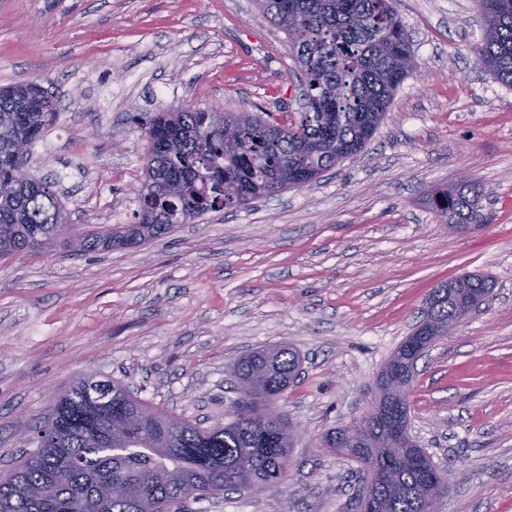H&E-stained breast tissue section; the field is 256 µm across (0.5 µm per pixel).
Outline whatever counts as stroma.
Listing matches in <instances>:
<instances>
[{
	"label": "stroma",
	"mask_w": 512,
	"mask_h": 512,
	"mask_svg": "<svg viewBox=\"0 0 512 512\" xmlns=\"http://www.w3.org/2000/svg\"><path fill=\"white\" fill-rule=\"evenodd\" d=\"M392 6L416 68L361 153L139 246L0 260V471L81 375L210 426L231 419L230 363L285 343L302 357L280 401L299 429L287 481L189 512H356V464L322 438L364 415L431 290L472 272L492 291L419 360L410 432L448 479L436 512H512V86L476 61L475 0ZM297 73L255 0H0V87L33 81L56 102L27 168L58 179L79 229L133 223L143 114L279 122L300 109ZM461 181L485 222L456 234L425 192Z\"/></svg>",
	"instance_id": "obj_1"
}]
</instances>
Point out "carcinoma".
<instances>
[{
    "mask_svg": "<svg viewBox=\"0 0 512 512\" xmlns=\"http://www.w3.org/2000/svg\"><path fill=\"white\" fill-rule=\"evenodd\" d=\"M262 12L286 28L310 107L296 123L280 124L253 112H217L181 106L156 113L144 128L148 143L144 180L137 189L133 224L80 232L48 178L17 180L29 152L55 117L41 86L0 88V259L61 247L75 254L107 251L161 238L210 210H234L274 194L290 180L312 182L360 152L383 121L414 68L411 40L392 0H257ZM484 35L478 61L512 85V0H477ZM425 201L443 222L478 223L473 188L466 182L432 188ZM446 299L424 310L441 323L454 318ZM300 358L283 345L236 359L238 384H255L249 411L275 407L298 376ZM126 388L95 374L59 392L34 426V450L0 473V512H184L186 503L228 491L283 485L292 462L288 425L278 417L204 427L150 407L136 429L122 426L127 412L98 405L103 388ZM369 447L357 454L356 481L370 487L381 512H424L436 489L430 467L387 446L384 421L368 425ZM124 484L128 495L103 499Z\"/></svg>",
    "mask_w": 512,
    "mask_h": 512,
    "instance_id": "obj_1",
    "label": "carcinoma"
}]
</instances>
